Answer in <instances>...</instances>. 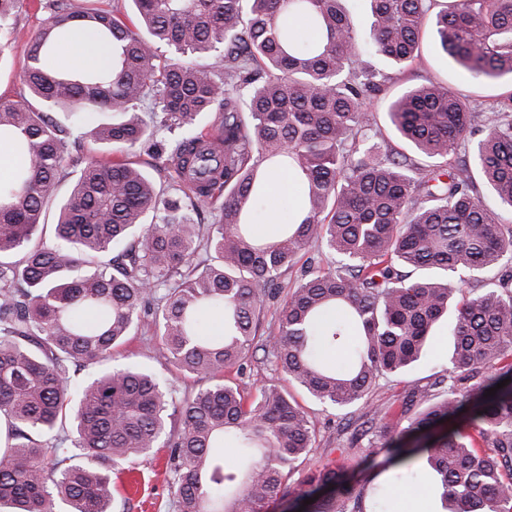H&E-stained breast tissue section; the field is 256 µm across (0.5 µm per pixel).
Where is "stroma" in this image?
<instances>
[{
	"mask_svg": "<svg viewBox=\"0 0 512 512\" xmlns=\"http://www.w3.org/2000/svg\"><path fill=\"white\" fill-rule=\"evenodd\" d=\"M43 15L30 7H22L15 23L21 34L16 42L8 44L0 52V100L19 101L27 97L28 90L20 75L26 58L28 38L40 27ZM363 64L373 65L386 71L390 82L384 95L367 101L366 109L376 114L380 137L396 150L405 152L409 146L394 132L387 117V108L408 87L428 81L449 85L469 96L481 106H489L504 96L512 94V78L479 83L472 80L451 58L439 51L431 35H423L421 52L410 66L399 67L371 55H363ZM163 349L152 321H142L133 336L119 347L110 361L111 366L128 364L156 366ZM451 339L447 327H438L431 338L424 357L406 374L393 379L380 380L369 396L370 406L376 418L395 422L405 396L406 385L411 381H428L431 375L446 371ZM226 379L238 384L245 395H253L259 389L277 384L296 399L304 408L315 431V442L310 455V464L317 465L333 461L345 465L353 475V482L367 488H385L382 499L385 512H443L438 489L431 481L409 480L405 485H388L387 477L377 474L372 462L362 461L361 450L368 445L367 437L355 435L353 429L344 425V414L332 407L321 404L304 390L290 382L280 372L272 356L256 352L244 371L229 370ZM167 455L165 449L135 458L132 469L140 476L137 488L122 493L112 504V512H176L173 491L165 473Z\"/></svg>",
	"mask_w": 512,
	"mask_h": 512,
	"instance_id": "35a3bbf8",
	"label": "stroma"
}]
</instances>
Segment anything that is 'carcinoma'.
<instances>
[{
  "instance_id": "cac0c4a2",
  "label": "carcinoma",
  "mask_w": 512,
  "mask_h": 512,
  "mask_svg": "<svg viewBox=\"0 0 512 512\" xmlns=\"http://www.w3.org/2000/svg\"><path fill=\"white\" fill-rule=\"evenodd\" d=\"M22 2L0 0L5 42ZM131 2L134 20L121 0H32L45 17L22 81L40 107L0 101V140L20 159L0 182V512H111L115 476L162 444L177 512H270L293 490L314 499L309 512H370L344 467L299 473L315 434L288 393L246 397L224 372L260 348L346 410L413 367L444 319L448 374L408 389L405 426L370 421L365 456L425 460L446 512H512V271L495 273L512 259V224L479 193L482 181L512 210V94L480 112L445 86L410 87L387 115L414 154L393 152L365 110L390 77L360 64L413 62L429 23L470 76L512 75V0H369L364 34L344 0ZM73 30L112 45L108 69L47 67ZM478 132L473 164H454ZM87 135L103 155L72 152ZM142 149L152 169L174 166L173 183L129 160ZM272 171L304 199L265 240ZM319 242L337 260L282 283ZM460 275L471 288L458 298ZM283 288L266 336L264 298ZM213 308L223 333L202 336ZM149 315L165 360L209 385L181 397L129 366L71 383V367L106 363Z\"/></svg>"
}]
</instances>
